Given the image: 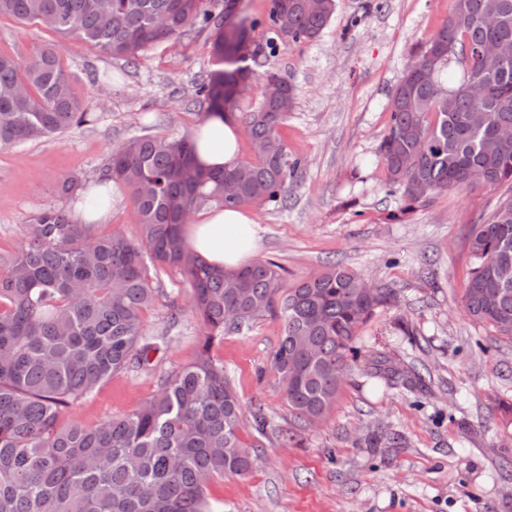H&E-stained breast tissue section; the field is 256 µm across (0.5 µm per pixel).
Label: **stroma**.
<instances>
[{
	"label": "stroma",
	"instance_id": "obj_1",
	"mask_svg": "<svg viewBox=\"0 0 512 512\" xmlns=\"http://www.w3.org/2000/svg\"><path fill=\"white\" fill-rule=\"evenodd\" d=\"M453 0H336L318 40L280 45L267 67L296 88L281 129L304 160L282 208L253 205L254 257L281 267V286L337 263L366 274L396 298L360 328L336 403L322 422L289 412L269 357L283 332L275 315L243 332H226L212 350L244 410L262 408L265 435L244 430L255 460L242 476L209 485L211 512H512V340L463 311L473 258L471 225L486 219L501 193L475 184L438 195L400 214L399 194L383 188L379 144L390 123V97L405 65L447 19ZM214 29L188 28L176 44L133 64L34 24L0 18V50L26 58L51 49L95 120L57 136L0 150V257L18 248L31 218L49 208L87 205L85 191L64 196L65 177L93 183L112 151L138 136L194 132L208 112L195 86L219 64ZM110 72L102 91L94 77ZM100 235L139 238L132 192L112 188ZM160 290L143 316L149 336L171 342L151 369L116 374L71 410L92 426L124 416L158 389L163 372L191 363L201 326L192 290L170 268L153 274ZM375 353L413 366L423 390L386 387L371 378ZM392 429L401 448L367 447L366 434Z\"/></svg>",
	"mask_w": 512,
	"mask_h": 512
}]
</instances>
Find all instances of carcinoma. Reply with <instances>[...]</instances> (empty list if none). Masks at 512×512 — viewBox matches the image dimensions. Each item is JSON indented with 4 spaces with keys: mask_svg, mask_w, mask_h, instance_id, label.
Segmentation results:
<instances>
[{
    "mask_svg": "<svg viewBox=\"0 0 512 512\" xmlns=\"http://www.w3.org/2000/svg\"><path fill=\"white\" fill-rule=\"evenodd\" d=\"M336 0H269L266 30L277 42L316 40ZM34 23L87 42L133 64L188 27L217 29L212 53L224 68L195 88L210 114L233 110L254 69L244 48L255 18L210 0H0V18ZM512 44V0H454L445 23L418 51L419 70L403 75L390 100V125L379 153L386 191L402 211L452 189L512 184V60L478 49ZM275 92L262 94L247 134L254 158L206 171L196 138L142 136L112 153L99 185L132 190L141 236H100L95 225L50 208L28 224L26 241L0 263V512H210L207 486L249 471L241 439L243 405L210 351L224 330L241 331L260 314L283 320L270 368L288 410L323 420L336 402V371L346 367L356 333L394 292L368 293L357 271L330 265L281 291L279 266L257 260L236 271L206 263L184 245V225L206 205L239 208L284 200L302 158L282 147L280 129L295 106V88L274 71ZM90 122V112L49 49L24 63L0 52V149ZM474 258L464 293L467 315L512 337V198L471 226ZM177 270L192 289L191 312L203 334L195 362L158 378L156 394L131 413L86 426L64 410L90 397L112 375L143 367L158 343L142 334L155 300L149 264ZM391 388H422L415 368L387 356L369 358ZM368 444L400 448L393 430Z\"/></svg>",
    "mask_w": 512,
    "mask_h": 512,
    "instance_id": "cac0c4a2",
    "label": "carcinoma"
}]
</instances>
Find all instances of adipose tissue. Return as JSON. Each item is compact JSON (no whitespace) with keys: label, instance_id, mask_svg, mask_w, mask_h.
Segmentation results:
<instances>
[{"label":"adipose tissue","instance_id":"1","mask_svg":"<svg viewBox=\"0 0 512 512\" xmlns=\"http://www.w3.org/2000/svg\"><path fill=\"white\" fill-rule=\"evenodd\" d=\"M200 131L196 161L201 167L221 170L237 163L239 129L233 115L207 118ZM255 235L248 215L234 208H213L192 220L185 244L209 264L234 270L252 257Z\"/></svg>","mask_w":512,"mask_h":512}]
</instances>
